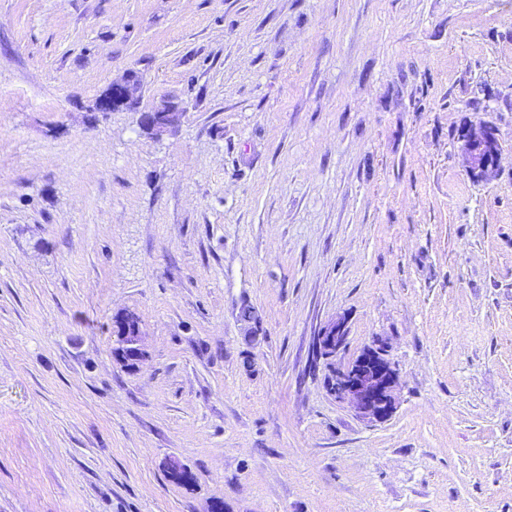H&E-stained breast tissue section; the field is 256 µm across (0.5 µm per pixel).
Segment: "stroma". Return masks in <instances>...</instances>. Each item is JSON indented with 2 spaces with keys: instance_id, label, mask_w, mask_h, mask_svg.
Segmentation results:
<instances>
[{
  "instance_id": "35a3bbf8",
  "label": "stroma",
  "mask_w": 512,
  "mask_h": 512,
  "mask_svg": "<svg viewBox=\"0 0 512 512\" xmlns=\"http://www.w3.org/2000/svg\"><path fill=\"white\" fill-rule=\"evenodd\" d=\"M377 341L368 421L330 379ZM218 501L512 512V0H0V512ZM137 88V84H130L128 81L123 83H112L108 92L97 100V110L99 112H111L113 102L121 98L132 96ZM179 115V112H173L171 110L142 112L139 123L143 128L158 133L175 123ZM458 139L468 158L470 175L481 181L494 177L501 153V143L495 129L470 125L460 131ZM345 320H337L326 326L316 342V352L321 357H330L337 354L346 341ZM113 335L122 342L124 349L123 356L117 357L120 362L132 361L136 365L143 359L144 351L141 346L139 327L130 333V328L125 321L114 322Z\"/></svg>"
}]
</instances>
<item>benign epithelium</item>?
I'll return each instance as SVG.
<instances>
[{
  "label": "benign epithelium",
  "instance_id": "1",
  "mask_svg": "<svg viewBox=\"0 0 512 512\" xmlns=\"http://www.w3.org/2000/svg\"><path fill=\"white\" fill-rule=\"evenodd\" d=\"M137 84L114 83L108 92L96 102L100 112L112 111L113 102L131 96ZM179 113L171 110L143 112L140 125L156 133L164 131L178 119ZM461 147L469 161V173L476 179L488 181L495 176L501 143L497 132L490 126H468L459 133ZM113 335L122 342V363H139L144 357L140 329H130L126 322L113 323ZM345 320H337L326 326L316 342V352L322 357L337 354L345 345ZM397 383L396 369L379 347L365 348L346 367L336 371L333 384L336 399L348 403L356 413L368 420L380 421L390 417L395 410L394 388Z\"/></svg>",
  "mask_w": 512,
  "mask_h": 512
}]
</instances>
